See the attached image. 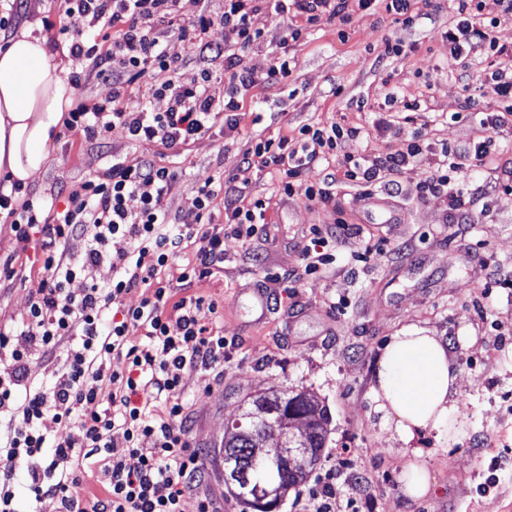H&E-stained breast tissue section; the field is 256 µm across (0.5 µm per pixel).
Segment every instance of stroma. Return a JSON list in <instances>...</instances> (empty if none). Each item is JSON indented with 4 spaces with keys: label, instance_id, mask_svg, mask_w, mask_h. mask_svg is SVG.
<instances>
[{
    "label": "stroma",
    "instance_id": "obj_1",
    "mask_svg": "<svg viewBox=\"0 0 512 512\" xmlns=\"http://www.w3.org/2000/svg\"><path fill=\"white\" fill-rule=\"evenodd\" d=\"M454 22L444 0L432 23L402 28L384 10L354 14L347 37L339 25L321 18L295 48L297 67L289 83L265 82L246 100L234 139L210 130L186 147L159 151L141 144L143 158L163 157L178 173L169 197L171 210L193 209L196 191L223 165L236 173L241 156L260 138L293 136L317 119L364 128L348 141L346 152L374 155L401 146V138L384 129L393 90L414 95L428 89L421 122L430 123V138L460 153H469L476 138L468 121L448 115L462 86L448 63V43L440 33ZM263 47L245 52L244 64L256 74L268 69L279 50L283 22L270 8L254 14ZM398 38L415 47L405 57L385 62L378 56L385 39ZM340 95H332V85ZM296 95H289V87ZM367 107L358 111L355 100ZM125 140L111 138L103 149L62 133L49 163L28 186L33 196L72 186L92 177L97 154H123ZM500 154L474 173L470 215L448 209L442 197L417 198L415 186L426 162L400 177L403 191L389 195L376 185L370 199H347L345 217L362 229L333 249V261L317 274L302 273L303 236L311 225L332 224L334 213L309 206L303 198L271 205L268 240H224V264L211 279L195 285L218 304L216 319L224 331V371L195 368L184 379V396L193 415L188 423L192 446L205 462V479L224 500V512H242L236 486L225 483L213 462L225 425L248 407L253 396L267 392L304 391L331 414L326 448L307 480L289 490L278 512H311L321 476L336 465L337 494L331 512H512V134L499 142ZM383 241L381 255L367 266L350 253L368 241ZM13 257L20 274L0 287V321L21 318L41 286L26 255L15 249L9 223L0 224V258ZM265 283L273 311L255 323L247 306L248 290ZM415 323L442 336L460 372L462 409L467 424L454 442L434 436L418 441L436 478L433 493L408 497L398 475L402 459L370 393L382 349L390 336ZM473 336L461 347V335Z\"/></svg>",
    "mask_w": 512,
    "mask_h": 512
}]
</instances>
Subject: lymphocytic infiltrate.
Listing matches in <instances>:
<instances>
[{"instance_id": "1", "label": "lymphocytic infiltrate", "mask_w": 512, "mask_h": 512, "mask_svg": "<svg viewBox=\"0 0 512 512\" xmlns=\"http://www.w3.org/2000/svg\"><path fill=\"white\" fill-rule=\"evenodd\" d=\"M456 23L443 32L448 60L463 64V94L454 113L476 119L480 134L472 154L434 148L413 130L425 95L392 97L386 127L404 133L401 149L369 157L344 153L346 140L360 128L337 122L301 127L297 136L260 138L245 150L246 167L277 174V195L304 197L309 205L340 211L341 188L359 189L361 198L385 181L397 179L418 158L429 170L417 186L419 198H446L452 212L472 205L474 163L493 154L512 122V45L498 43L493 17H512V0H453ZM54 18L45 20L55 40L67 42L81 65L70 82L86 78L108 84L111 95L79 103L64 119L66 131L97 144L115 136L129 152L104 160L96 174L66 193L41 198L22 191L20 204L0 194V214L15 233L19 251H32L42 284L17 321L0 322V512H18L13 491L24 472L38 512H184L194 498L196 512H222L218 499L194 496L203 481L202 462L192 450L185 425L190 409L183 397L186 372L224 366V333L213 320L218 305L205 296H176L167 278L174 265L185 285L210 278L224 261V240L266 236L268 199L249 196L247 181L216 170L199 186L189 216L173 212L167 200L177 172L149 158L131 157L140 144L184 146L213 127L237 129L248 93L259 81L289 80L296 68L292 49L321 16L347 27L354 12L384 8L395 22L412 28L433 18L440 0H224L220 15L180 14V0H56ZM268 4L284 23L264 76L242 63L245 51L259 47L264 33L252 16ZM224 29L223 81L210 72L188 73L184 59L167 45L178 34L199 52L210 51L209 31ZM490 55L497 65L474 70L468 61ZM161 76L152 100L133 88L142 78ZM495 110L482 113L481 99ZM322 167L324 175L305 183L304 172ZM224 202V225L213 230V203ZM84 243L80 255L67 253L71 240ZM195 253L179 259L186 243ZM112 276L98 281L96 270ZM85 283L71 290L75 280ZM139 292L137 306L125 298ZM51 365L48 387L33 386L34 360Z\"/></svg>"}]
</instances>
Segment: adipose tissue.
I'll use <instances>...</instances> for the list:
<instances>
[{"instance_id": "ef3b65f1", "label": "adipose tissue", "mask_w": 512, "mask_h": 512, "mask_svg": "<svg viewBox=\"0 0 512 512\" xmlns=\"http://www.w3.org/2000/svg\"><path fill=\"white\" fill-rule=\"evenodd\" d=\"M74 95L67 62L32 27L0 46V192L47 165ZM458 379L447 345L427 328L408 325L383 348L371 395L383 429L402 444L408 496H426L435 485L415 440L431 432L449 442L464 429Z\"/></svg>"}]
</instances>
